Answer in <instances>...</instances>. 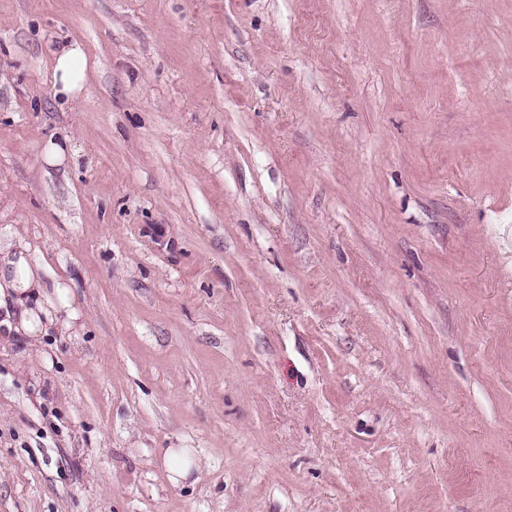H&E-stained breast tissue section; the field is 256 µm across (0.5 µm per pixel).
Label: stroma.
<instances>
[{"mask_svg": "<svg viewBox=\"0 0 512 512\" xmlns=\"http://www.w3.org/2000/svg\"><path fill=\"white\" fill-rule=\"evenodd\" d=\"M9 224L0 512H512V0H0ZM89 61L81 44L74 42L56 53L53 61V90L56 96L76 100L84 90ZM72 141L65 136L61 141L49 139L43 146L42 157L50 166L60 165L73 153ZM46 276L43 264L29 256L19 231L12 230L0 240L1 336H22L39 343L55 336L61 325L70 328L78 320L69 288L59 282L50 287ZM168 480L174 485L188 482L197 467V453L193 448H168Z\"/></svg>", "mask_w": 512, "mask_h": 512, "instance_id": "obj_1", "label": "stroma"}]
</instances>
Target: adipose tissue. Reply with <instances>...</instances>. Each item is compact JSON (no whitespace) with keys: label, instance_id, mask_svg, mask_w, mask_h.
Returning <instances> with one entry per match:
<instances>
[{"label":"adipose tissue","instance_id":"1","mask_svg":"<svg viewBox=\"0 0 512 512\" xmlns=\"http://www.w3.org/2000/svg\"><path fill=\"white\" fill-rule=\"evenodd\" d=\"M89 61L83 47L72 43L56 53L53 90L72 101L84 90ZM43 264L32 259L19 233L0 241V335L22 336L39 343L60 326L78 319L70 304V292L61 283H47Z\"/></svg>","mask_w":512,"mask_h":512}]
</instances>
